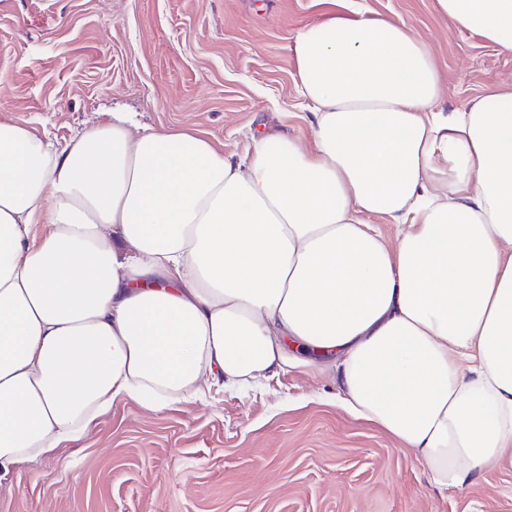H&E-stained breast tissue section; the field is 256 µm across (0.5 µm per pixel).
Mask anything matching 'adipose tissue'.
<instances>
[{
  "label": "adipose tissue",
  "mask_w": 512,
  "mask_h": 512,
  "mask_svg": "<svg viewBox=\"0 0 512 512\" xmlns=\"http://www.w3.org/2000/svg\"><path fill=\"white\" fill-rule=\"evenodd\" d=\"M438 3L512 52V0ZM294 51L309 148L0 120V480L117 398L244 389L293 346L332 357L346 404L439 488L512 462V92L438 111L398 22L333 17Z\"/></svg>",
  "instance_id": "adipose-tissue-1"
}]
</instances>
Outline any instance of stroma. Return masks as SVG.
<instances>
[{"label":"stroma","mask_w":512,"mask_h":512,"mask_svg":"<svg viewBox=\"0 0 512 512\" xmlns=\"http://www.w3.org/2000/svg\"><path fill=\"white\" fill-rule=\"evenodd\" d=\"M404 22L431 48L438 108L512 91V53L438 0H0V117L63 143L119 112L234 158L253 132L312 140L298 31ZM325 357L246 392L152 411L113 402L79 438L0 483V512H512V464L459 490L343 405Z\"/></svg>","instance_id":"35a3bbf8"}]
</instances>
